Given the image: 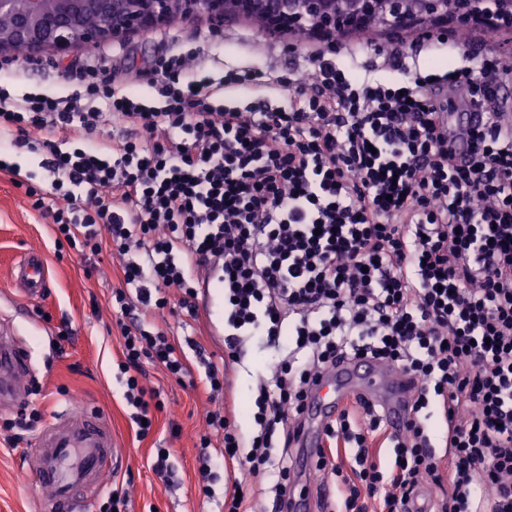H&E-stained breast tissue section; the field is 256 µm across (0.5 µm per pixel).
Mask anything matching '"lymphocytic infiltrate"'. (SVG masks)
Segmentation results:
<instances>
[{
    "label": "lymphocytic infiltrate",
    "mask_w": 512,
    "mask_h": 512,
    "mask_svg": "<svg viewBox=\"0 0 512 512\" xmlns=\"http://www.w3.org/2000/svg\"><path fill=\"white\" fill-rule=\"evenodd\" d=\"M428 42L460 61L433 77L411 71L401 87L357 77V49L345 64L336 48L314 51L279 77L284 108L216 103V91L259 93L271 80L255 67L212 79L194 51L151 61L159 107L121 72L100 79L102 58L65 96L0 87V173L49 218L57 245L123 259L109 302L140 435L143 362L179 380L194 352L209 396L222 399L241 337L281 352L259 387L251 442L222 402L199 442L201 474L233 463L276 474L275 512H288L294 492L305 399L354 357L407 371L417 389L399 430L363 400L328 426L315 466L337 485L327 512H407L425 486L435 512H512V123L500 99L512 69L494 49L473 58L449 31ZM444 88L482 122L452 125ZM23 148L42 155L49 185L6 160ZM211 281L223 290L220 365L160 325L174 302L197 318ZM425 410L445 425L448 455ZM379 440L394 453L385 471Z\"/></svg>",
    "instance_id": "obj_1"
}]
</instances>
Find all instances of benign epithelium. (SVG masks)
<instances>
[{
  "instance_id": "1",
  "label": "benign epithelium",
  "mask_w": 512,
  "mask_h": 512,
  "mask_svg": "<svg viewBox=\"0 0 512 512\" xmlns=\"http://www.w3.org/2000/svg\"><path fill=\"white\" fill-rule=\"evenodd\" d=\"M274 24L301 16L312 6L327 14L336 0H247ZM0 14L11 23L0 28V60H16L23 47L28 59L45 53L64 58L77 46L123 37L133 32H149L178 17L204 14L220 30L234 14L224 11V0H0ZM93 15L99 24L91 26Z\"/></svg>"
}]
</instances>
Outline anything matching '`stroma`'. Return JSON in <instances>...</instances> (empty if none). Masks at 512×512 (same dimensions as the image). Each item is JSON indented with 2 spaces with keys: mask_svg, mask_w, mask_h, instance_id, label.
<instances>
[{
  "mask_svg": "<svg viewBox=\"0 0 512 512\" xmlns=\"http://www.w3.org/2000/svg\"><path fill=\"white\" fill-rule=\"evenodd\" d=\"M102 48L115 64L124 67L127 81L141 90L154 78L149 61L171 50L202 49L207 69L215 77L225 68L242 66H258L277 77L305 64L310 51L309 46L286 35L265 37L240 19L225 21L221 30H214L203 15L179 19L146 34L106 41ZM90 54V47L79 46L62 62L46 58L25 64L9 88L17 95L64 92L86 67ZM48 225V218L32 208L23 190L0 175V325L13 327L33 367L28 393L15 406L0 410V512H40V494L30 477V449L36 433L28 431L23 442L13 443L6 421L29 405L37 406L47 419L73 402L101 410L124 449L121 467L107 473L102 490L125 495L127 512H224L229 472L213 470L209 481L213 497H205L199 490V439L207 414L216 405L201 389L193 388L198 371H191L179 382L144 363L142 384L157 406L151 411V430L139 436L118 376L122 339L108 304L112 289L121 283L119 261L107 252L90 262L72 249H57ZM32 250L47 263L48 285L43 298L29 301L15 284L12 264ZM64 323L72 335L60 354L54 338ZM243 351L234 376L237 423L249 436L253 433L257 379L265 375L274 353L254 338L244 342ZM159 448L171 453L170 477L165 482L153 470ZM22 472L27 475L23 481L18 478Z\"/></svg>",
  "mask_w": 512,
  "mask_h": 512,
  "instance_id": "obj_1",
  "label": "stroma"
}]
</instances>
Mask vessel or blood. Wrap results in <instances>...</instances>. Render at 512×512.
<instances>
[{
  "mask_svg": "<svg viewBox=\"0 0 512 512\" xmlns=\"http://www.w3.org/2000/svg\"><path fill=\"white\" fill-rule=\"evenodd\" d=\"M14 279L26 298H41L47 283L41 255L29 252L20 257ZM28 369L29 360L20 347L0 345V402L11 404L20 398ZM414 392L410 374L367 360H354L326 372L300 415L301 453L293 458V469H311L324 446L327 425L349 398L377 404L388 425L395 428L405 421ZM31 458L44 512H85L101 490L103 474L122 464L124 451L100 412L75 403L38 433ZM321 502L319 486L309 484L295 496L289 512H319Z\"/></svg>",
  "mask_w": 512,
  "mask_h": 512,
  "instance_id": "b4317fda",
  "label": "vessel or blood"
}]
</instances>
